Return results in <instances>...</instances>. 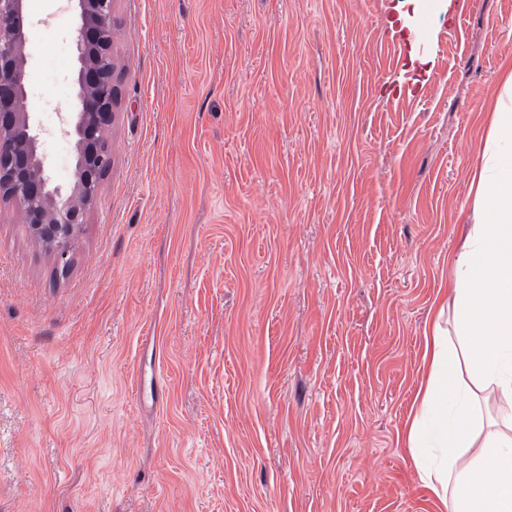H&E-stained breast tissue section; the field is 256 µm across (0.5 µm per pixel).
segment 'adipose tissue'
Masks as SVG:
<instances>
[{"mask_svg":"<svg viewBox=\"0 0 512 512\" xmlns=\"http://www.w3.org/2000/svg\"><path fill=\"white\" fill-rule=\"evenodd\" d=\"M473 222L455 288L424 329V378L406 443L437 512H512V434L486 427L479 392L512 406V72L471 181Z\"/></svg>","mask_w":512,"mask_h":512,"instance_id":"obj_1","label":"adipose tissue"}]
</instances>
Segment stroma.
<instances>
[{
    "instance_id": "35a3bbf8",
    "label": "stroma",
    "mask_w": 512,
    "mask_h": 512,
    "mask_svg": "<svg viewBox=\"0 0 512 512\" xmlns=\"http://www.w3.org/2000/svg\"><path fill=\"white\" fill-rule=\"evenodd\" d=\"M399 2L115 0L112 166L67 275L0 207V512H433L402 434L512 0L397 34ZM77 27L27 0L61 184Z\"/></svg>"
}]
</instances>
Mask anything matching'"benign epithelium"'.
Returning <instances> with one entry per match:
<instances>
[{"label": "benign epithelium", "instance_id": "1", "mask_svg": "<svg viewBox=\"0 0 512 512\" xmlns=\"http://www.w3.org/2000/svg\"><path fill=\"white\" fill-rule=\"evenodd\" d=\"M79 18L75 78L77 108L61 133L74 140L75 182L55 183L30 114L24 110L27 61L25 0H0V204L18 202L32 235L55 251L57 270L68 271L86 212L95 203L112 154L98 134L112 123L118 64L104 32L112 30L113 0H68Z\"/></svg>", "mask_w": 512, "mask_h": 512}]
</instances>
